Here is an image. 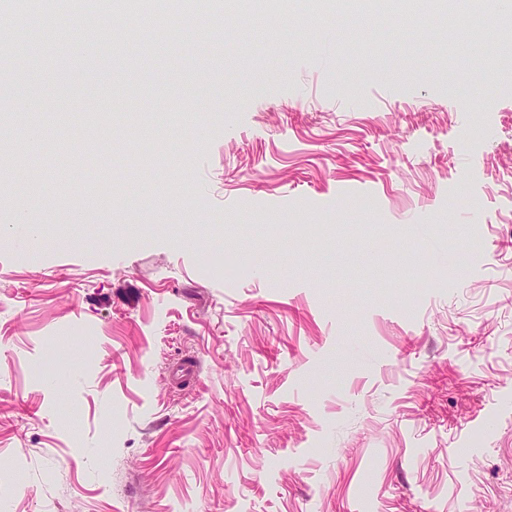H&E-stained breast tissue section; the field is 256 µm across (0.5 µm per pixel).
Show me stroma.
I'll list each match as a JSON object with an SVG mask.
<instances>
[{
  "instance_id": "stroma-1",
  "label": "stroma",
  "mask_w": 512,
  "mask_h": 512,
  "mask_svg": "<svg viewBox=\"0 0 512 512\" xmlns=\"http://www.w3.org/2000/svg\"><path fill=\"white\" fill-rule=\"evenodd\" d=\"M0 41V512H512V52L305 0Z\"/></svg>"
}]
</instances>
